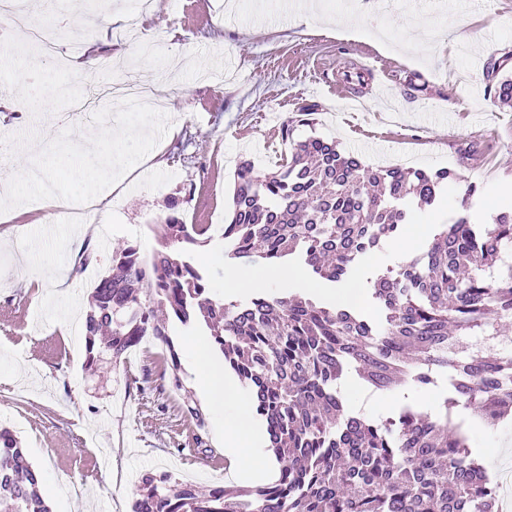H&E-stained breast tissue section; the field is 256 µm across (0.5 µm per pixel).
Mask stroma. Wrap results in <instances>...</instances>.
Wrapping results in <instances>:
<instances>
[{"label": "stroma", "instance_id": "stroma-1", "mask_svg": "<svg viewBox=\"0 0 512 512\" xmlns=\"http://www.w3.org/2000/svg\"><path fill=\"white\" fill-rule=\"evenodd\" d=\"M140 2L86 0V22L62 34L81 46L106 40L113 77L130 65L144 82L165 81L170 89L167 104L147 118L111 101L100 105L116 123L151 136L112 146L120 184L109 224L91 226L84 238L91 263L73 272L70 229L48 218L37 187L17 183L27 211L0 222V425L40 472L52 512H131L148 472L204 486L237 482L218 419L194 389L188 330L169 327L180 353V391L162 387L165 350L148 337L125 360L107 356L87 369L85 339L72 325L81 310L59 293L62 269H70L86 303L112 264L113 248L130 244L150 256L170 199H178L185 223L225 224L237 163L247 158L258 171L273 170L289 150L281 128L305 103L319 110L311 124L296 126L295 139L335 141L370 167L409 162L458 175L432 206L416 211L414 224L381 245L378 262L358 260L364 280L421 255L426 246L414 243L415 224L450 223L468 184L480 188L472 213L483 219L499 210V187L512 182V109L499 106L483 74L488 58L512 52V0H320L309 23L297 22L296 11H277L261 32L247 16L230 18L226 0H151L142 32L154 51L146 58L122 23ZM341 15L358 25L359 39L331 32ZM369 59L378 73L362 74ZM171 128L176 136H168ZM78 131L102 134L79 126L65 97L46 118L29 100L18 112L0 108V136L10 139L0 181L39 166L40 144L60 158L47 178L60 195L81 201L99 181L69 158ZM471 144L482 156L461 162L460 149ZM336 389L349 409L376 418L370 402L378 392L353 369L344 370ZM195 405L204 426L187 412ZM474 451L497 476L512 460V420L475 432Z\"/></svg>", "mask_w": 512, "mask_h": 512}]
</instances>
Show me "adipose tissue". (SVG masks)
I'll list each match as a JSON object with an SVG mask.
<instances>
[{
  "instance_id": "obj_1",
  "label": "adipose tissue",
  "mask_w": 512,
  "mask_h": 512,
  "mask_svg": "<svg viewBox=\"0 0 512 512\" xmlns=\"http://www.w3.org/2000/svg\"><path fill=\"white\" fill-rule=\"evenodd\" d=\"M300 270L270 265L262 272L228 266L224 269V293L262 292L272 287L291 286L301 281ZM186 346L192 355L197 388L209 409L219 416L224 429V453L239 477H256L266 472L269 461L257 447L258 433L251 408L237 382L226 375L224 366L210 354L209 342L189 338Z\"/></svg>"
}]
</instances>
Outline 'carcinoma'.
<instances>
[{
  "mask_svg": "<svg viewBox=\"0 0 512 512\" xmlns=\"http://www.w3.org/2000/svg\"><path fill=\"white\" fill-rule=\"evenodd\" d=\"M494 98L512 105V81H498ZM293 130L294 121L283 124L290 150L278 168L261 173L240 162L221 234L169 215L156 225L160 249L151 258L133 245L117 250L93 288L89 363L103 351L118 360L151 336L167 352L161 380L179 391L180 356L155 309L184 327L204 325L247 386L281 464L275 481L251 489L147 474L131 512H493L497 493L471 452L469 429L448 416L462 407L490 425L512 417V356L460 348L463 337L493 336L512 320V272L500 274L512 210L475 220L477 187L469 186L461 212L421 256L371 282L379 327L301 290L226 304L186 247L218 238L230 259L297 258L334 286L413 220L411 205H432L456 178L450 170L367 167L333 141H295ZM346 366L377 390L428 387L445 372L450 396L433 415L412 406L379 422L348 415L335 387ZM0 512H50L38 471L8 428H0Z\"/></svg>",
  "mask_w": 512,
  "mask_h": 512,
  "instance_id": "obj_1",
  "label": "carcinoma"
}]
</instances>
